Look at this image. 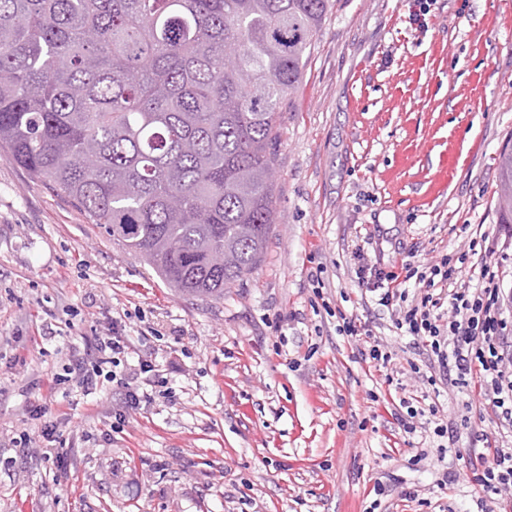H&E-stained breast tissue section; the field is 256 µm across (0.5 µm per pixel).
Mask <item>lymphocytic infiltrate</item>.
<instances>
[{"instance_id":"1","label":"lymphocytic infiltrate","mask_w":512,"mask_h":512,"mask_svg":"<svg viewBox=\"0 0 512 512\" xmlns=\"http://www.w3.org/2000/svg\"><path fill=\"white\" fill-rule=\"evenodd\" d=\"M356 276L367 291L378 293L381 306L402 300L394 321L397 330L413 337L435 357L439 374L451 386L466 389L471 402L482 404L492 419L512 429V372L505 366L506 355L500 336L507 326L503 316V295L493 266L480 263L469 269L456 265L447 255L422 267L404 265L402 273L358 266ZM415 282V293L402 286L403 279ZM478 279L470 287V279ZM450 316H443V307ZM147 358H133L129 338L121 324L111 334L88 341L84 353H70L53 385L73 383L85 392L110 384L135 410L151 395L134 379L154 372ZM467 478L479 495L480 512H492L488 496L512 488V448L484 439L482 447L471 449Z\"/></svg>"}]
</instances>
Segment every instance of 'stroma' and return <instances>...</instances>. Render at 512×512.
I'll return each instance as SVG.
<instances>
[{"label":"stroma","instance_id":"obj_1","mask_svg":"<svg viewBox=\"0 0 512 512\" xmlns=\"http://www.w3.org/2000/svg\"><path fill=\"white\" fill-rule=\"evenodd\" d=\"M512 147V0H332L283 114L277 222L264 257L220 301L189 299L100 225L0 152V512H476L470 483L438 485L425 413L458 424L453 467L495 423L465 390L430 384L395 308L359 287L352 251L387 271L512 235L497 159ZM322 267L319 282L309 276ZM371 337L336 332V312ZM150 354L169 396L48 390L62 359L113 319ZM389 347L382 371L361 358ZM68 414L67 466L44 460L26 409ZM125 412L122 431L112 422ZM31 434L20 462L17 442Z\"/></svg>","mask_w":512,"mask_h":512}]
</instances>
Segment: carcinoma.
<instances>
[{
  "instance_id": "obj_1",
  "label": "carcinoma",
  "mask_w": 512,
  "mask_h": 512,
  "mask_svg": "<svg viewBox=\"0 0 512 512\" xmlns=\"http://www.w3.org/2000/svg\"><path fill=\"white\" fill-rule=\"evenodd\" d=\"M331 0H0V149L176 292L222 299L276 223L283 105ZM512 224V148L498 157Z\"/></svg>"
}]
</instances>
